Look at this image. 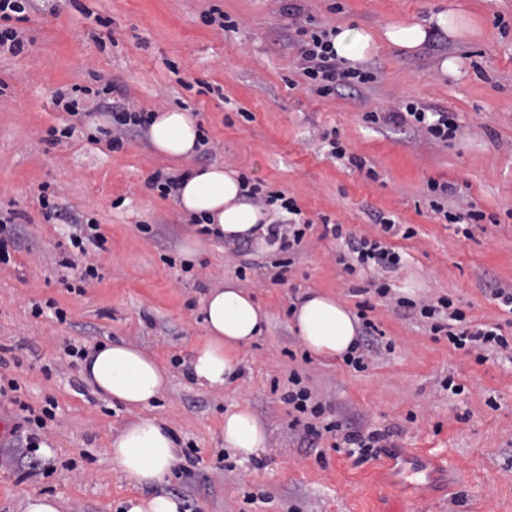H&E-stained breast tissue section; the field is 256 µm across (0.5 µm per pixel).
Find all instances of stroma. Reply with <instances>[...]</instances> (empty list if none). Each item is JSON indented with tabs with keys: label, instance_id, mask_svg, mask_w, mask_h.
<instances>
[{
	"label": "stroma",
	"instance_id": "obj_1",
	"mask_svg": "<svg viewBox=\"0 0 512 512\" xmlns=\"http://www.w3.org/2000/svg\"><path fill=\"white\" fill-rule=\"evenodd\" d=\"M452 1L476 35L438 30L413 54L383 40L388 24ZM289 2L55 0L20 22L26 52L0 54V215L16 214V246L0 266V387H17L14 399L0 397L11 426L0 443V512H24L33 495L58 498L62 512H125L127 499L152 494L125 480L109 453L130 414L95 395L67 353L104 341L137 345L170 370L148 414L167 419L181 443L166 490L183 512H512V351L454 349L396 304L445 297L472 328L496 324L512 336V313L493 294L512 289V0H298L323 28L352 24L378 38L361 65L371 81L325 97L298 68ZM213 8L235 29L206 24ZM448 57L457 74L442 73ZM75 84L91 105L116 85L136 110L189 112L207 139L190 166L223 165L293 199L307 224L302 241L274 252L198 233L175 196L151 184L175 164L146 132L111 148L100 133L108 114L52 141L70 121L53 97ZM410 102L454 113V137L366 119ZM326 131L345 159L329 156ZM433 181L453 189L445 209L473 208L485 221H445L429 206ZM46 188L68 215L99 226L103 245L87 255L98 276L88 283L64 266L70 227L44 214ZM379 214L396 232L382 231ZM328 223L340 237L325 233ZM363 238L398 253V268L348 274L341 258ZM277 262L285 269L275 282ZM229 279L269 324L239 351L236 377L213 390L188 365L205 336L201 300ZM382 283L389 297L377 294ZM308 291L353 310L368 303L380 337L366 370L305 352L290 310ZM37 304L62 308L65 321L34 316ZM294 375L342 431L389 432L380 456L362 463L336 451L332 434L310 439V417L282 400ZM26 405L46 414L34 452ZM235 406L267 429V448L246 460L224 446V412Z\"/></svg>",
	"mask_w": 512,
	"mask_h": 512
}]
</instances>
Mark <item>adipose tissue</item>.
Here are the masks:
<instances>
[{
  "instance_id": "adipose-tissue-1",
  "label": "adipose tissue",
  "mask_w": 512,
  "mask_h": 512,
  "mask_svg": "<svg viewBox=\"0 0 512 512\" xmlns=\"http://www.w3.org/2000/svg\"><path fill=\"white\" fill-rule=\"evenodd\" d=\"M436 29L456 39L470 33L471 22L451 8L422 22L388 25L384 37L390 44L412 52L422 47ZM332 45L337 57L353 67L371 55L376 42L366 29L342 25L337 27ZM198 134L195 121L180 110L158 113L150 127L154 149L177 160L189 159L196 152ZM242 192L237 171L211 165L191 169L177 191V199L184 214L201 219L221 238L265 242L273 219L245 202ZM201 313L206 336L193 351L189 373L201 386L221 388L237 371L241 347L263 335L269 317L248 292L230 282L206 294ZM291 323L304 348L316 355H346L357 341L356 317L329 294L306 293L292 307ZM81 376L94 393L117 401L133 415L110 441L109 452L127 480L155 487L156 492L129 499L126 512H181V500L163 490L181 461L172 429L166 421L140 415L163 392L166 368L138 347L105 342L87 353L81 363ZM267 441L265 426L252 411H225V448L247 458L262 452Z\"/></svg>"
}]
</instances>
